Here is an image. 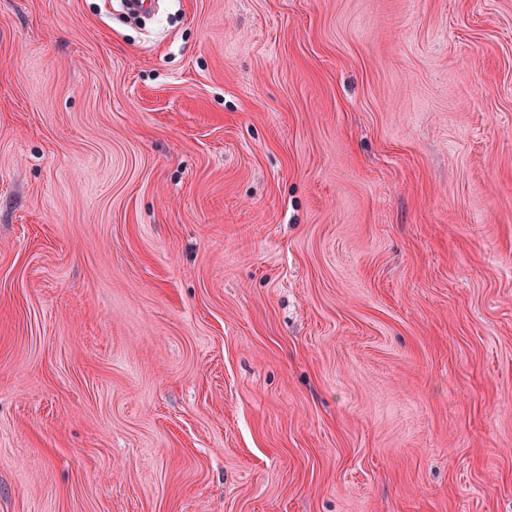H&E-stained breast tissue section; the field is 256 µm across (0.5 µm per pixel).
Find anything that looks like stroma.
I'll list each match as a JSON object with an SVG mask.
<instances>
[{"mask_svg": "<svg viewBox=\"0 0 512 512\" xmlns=\"http://www.w3.org/2000/svg\"><path fill=\"white\" fill-rule=\"evenodd\" d=\"M0 512H512V0H0Z\"/></svg>", "mask_w": 512, "mask_h": 512, "instance_id": "stroma-1", "label": "stroma"}]
</instances>
